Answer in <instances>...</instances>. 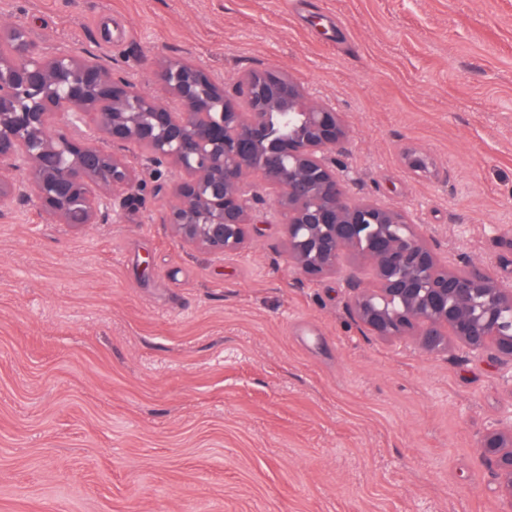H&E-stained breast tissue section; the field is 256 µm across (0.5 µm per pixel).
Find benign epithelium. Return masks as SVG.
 I'll use <instances>...</instances> for the list:
<instances>
[{"label":"benign epithelium","instance_id":"7a95c632","mask_svg":"<svg viewBox=\"0 0 512 512\" xmlns=\"http://www.w3.org/2000/svg\"><path fill=\"white\" fill-rule=\"evenodd\" d=\"M0 213L32 200L59 224L83 228L163 190V221L216 258L248 242L260 190L265 223L284 226L287 257L308 281L344 275L352 318L378 336L411 338L427 353L453 338L490 352L512 382V283L466 253L443 254L413 216L347 194L338 156L348 131L338 112L279 66L243 72L232 86L170 58L159 92L73 52L45 55L27 30L0 25ZM297 117L280 133L273 117ZM136 146L144 164L122 151ZM512 501V414L481 443Z\"/></svg>","mask_w":512,"mask_h":512}]
</instances>
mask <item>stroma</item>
Listing matches in <instances>:
<instances>
[{
	"label": "stroma",
	"instance_id": "1",
	"mask_svg": "<svg viewBox=\"0 0 512 512\" xmlns=\"http://www.w3.org/2000/svg\"><path fill=\"white\" fill-rule=\"evenodd\" d=\"M47 53L275 64L340 112L354 199L512 282V0H0ZM160 194L75 228L0 216V512H512L481 453L491 355L358 326L282 225L224 259Z\"/></svg>",
	"mask_w": 512,
	"mask_h": 512
}]
</instances>
